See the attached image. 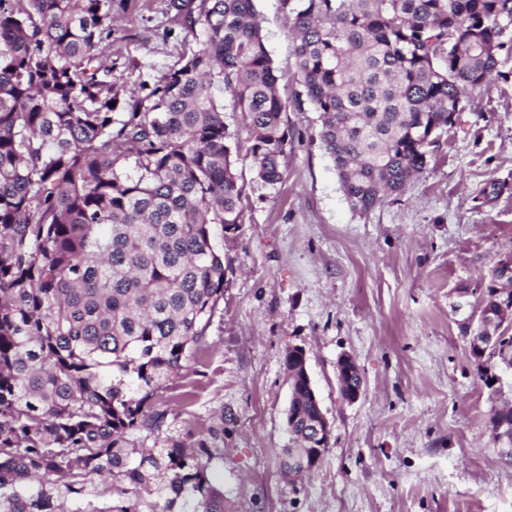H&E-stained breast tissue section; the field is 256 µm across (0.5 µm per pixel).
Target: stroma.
Segmentation results:
<instances>
[{
	"label": "stroma",
	"mask_w": 512,
	"mask_h": 512,
	"mask_svg": "<svg viewBox=\"0 0 512 512\" xmlns=\"http://www.w3.org/2000/svg\"><path fill=\"white\" fill-rule=\"evenodd\" d=\"M166 0H135L113 52L136 45L137 74L172 66L180 37L162 39ZM278 69L288 147L283 179H256L249 140L235 168L245 221L215 229L224 297L206 345L161 391L170 435L216 428L208 471L224 512H512V463L488 428L512 403V369L486 386L460 323L489 269L512 255V60L468 99L423 174L365 213L354 212L317 136L318 114L297 106L293 42L281 0H254ZM303 348L331 424L308 475L280 469L290 386L283 357ZM349 354L364 386L339 390ZM336 366H337L338 374L342 371L346 375H352L354 372V368L357 365H356L354 359L350 355L343 354L338 358ZM361 384L363 385V378H362L360 371L358 373H354L351 377H348L346 379V387L347 388L358 387V388H354V389L350 390L346 394V396H343V397L348 401L357 400L362 393V386H360Z\"/></svg>",
	"instance_id": "stroma-1"
}]
</instances>
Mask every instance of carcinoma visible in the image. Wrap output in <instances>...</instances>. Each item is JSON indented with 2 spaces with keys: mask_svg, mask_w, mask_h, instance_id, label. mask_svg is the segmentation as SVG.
<instances>
[{
  "mask_svg": "<svg viewBox=\"0 0 512 512\" xmlns=\"http://www.w3.org/2000/svg\"><path fill=\"white\" fill-rule=\"evenodd\" d=\"M131 0H0V512H224L208 481L216 431L193 449L166 434L160 390L200 351L224 297L212 226L244 223L240 142L224 102L250 123L256 178L281 182L288 130L253 0H168L189 47L127 91L140 68L112 52ZM294 68L319 140L355 211L428 165L457 107L512 54V0H282ZM115 106H110V103ZM498 260L478 308L494 313L512 272ZM491 385L493 352L472 354ZM288 351L290 439L320 410ZM512 424V404L488 424ZM162 447H157L158 442ZM112 476V505L91 478ZM42 473L35 489L23 480Z\"/></svg>",
  "mask_w": 512,
  "mask_h": 512,
  "instance_id": "obj_1",
  "label": "carcinoma"
}]
</instances>
